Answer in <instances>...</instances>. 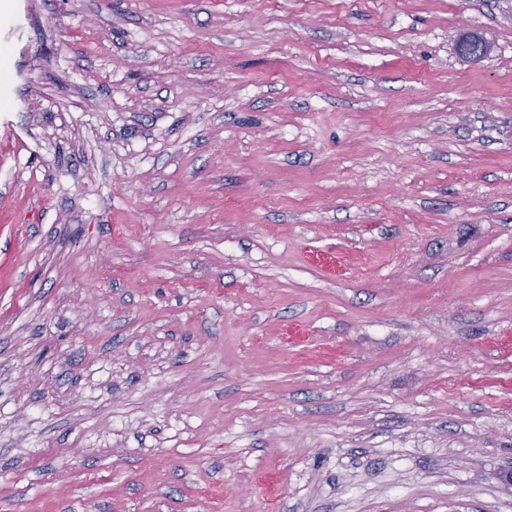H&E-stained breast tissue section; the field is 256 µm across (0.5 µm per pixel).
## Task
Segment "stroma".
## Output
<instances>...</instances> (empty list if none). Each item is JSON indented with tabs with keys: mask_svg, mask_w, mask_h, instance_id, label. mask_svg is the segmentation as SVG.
I'll list each match as a JSON object with an SVG mask.
<instances>
[{
	"mask_svg": "<svg viewBox=\"0 0 512 512\" xmlns=\"http://www.w3.org/2000/svg\"><path fill=\"white\" fill-rule=\"evenodd\" d=\"M2 47L0 512H512V0H0ZM459 40L458 54L464 62L478 61L491 51L490 43L480 34L465 32Z\"/></svg>",
	"mask_w": 512,
	"mask_h": 512,
	"instance_id": "obj_1",
	"label": "stroma"
}]
</instances>
